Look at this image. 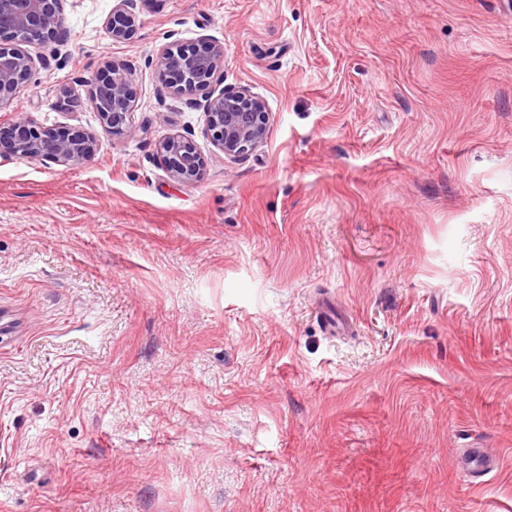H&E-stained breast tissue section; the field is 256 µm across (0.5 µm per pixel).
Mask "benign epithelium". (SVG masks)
I'll return each mask as SVG.
<instances>
[{
    "instance_id": "1",
    "label": "benign epithelium",
    "mask_w": 512,
    "mask_h": 512,
    "mask_svg": "<svg viewBox=\"0 0 512 512\" xmlns=\"http://www.w3.org/2000/svg\"><path fill=\"white\" fill-rule=\"evenodd\" d=\"M67 0H0V107L9 104L47 60L31 47L54 42L65 45L61 20ZM137 20V0H115L106 18L112 40L130 36ZM224 65V44L205 41L187 49L171 42L162 46L155 66L168 88L176 94L203 92V108L212 145L235 159L264 144L268 134L266 102L247 86L216 90L212 79ZM89 98L100 128L112 135L131 129L135 97L132 75L107 62L90 81ZM98 149L96 131L81 126H45L32 117L0 123V157L14 156L65 167L90 158ZM157 155L169 176L178 182L195 181L202 160L194 142L178 133L158 142Z\"/></svg>"
}]
</instances>
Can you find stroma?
<instances>
[{
	"mask_svg": "<svg viewBox=\"0 0 512 512\" xmlns=\"http://www.w3.org/2000/svg\"><path fill=\"white\" fill-rule=\"evenodd\" d=\"M113 5L0 108L94 128L133 77L90 159L0 158V512H512V0ZM208 38L270 113L235 160L153 62ZM105 27L113 41L121 42L130 36L137 20V0H115ZM89 86V98L100 128L112 135L128 132L135 100L132 75L106 62ZM157 155L169 176L178 182L195 181L202 169V160L194 142L178 133L158 142Z\"/></svg>",
	"mask_w": 512,
	"mask_h": 512,
	"instance_id": "1",
	"label": "stroma"
}]
</instances>
